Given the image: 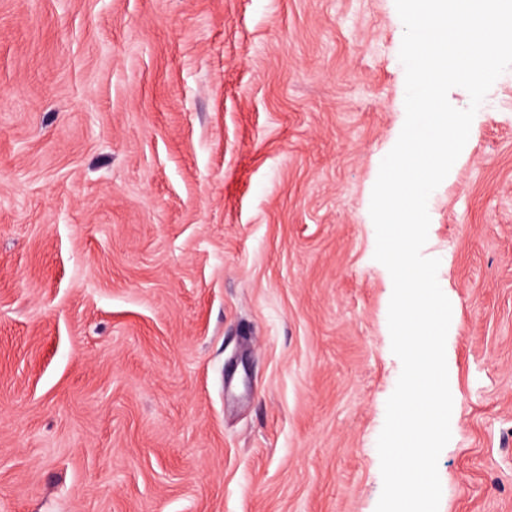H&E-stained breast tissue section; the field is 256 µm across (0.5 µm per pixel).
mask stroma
Masks as SVG:
<instances>
[{
	"label": "stroma",
	"mask_w": 512,
	"mask_h": 512,
	"mask_svg": "<svg viewBox=\"0 0 512 512\" xmlns=\"http://www.w3.org/2000/svg\"><path fill=\"white\" fill-rule=\"evenodd\" d=\"M394 0H0V512H375ZM439 512H512V69L428 200Z\"/></svg>",
	"instance_id": "35a3bbf8"
}]
</instances>
